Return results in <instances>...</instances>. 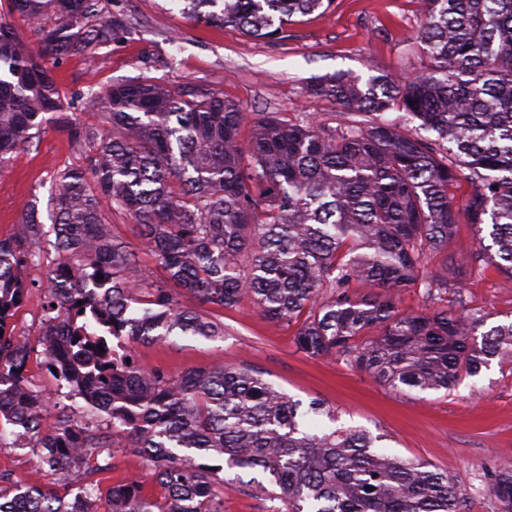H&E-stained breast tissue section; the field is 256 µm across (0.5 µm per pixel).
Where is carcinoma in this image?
<instances>
[{
  "instance_id": "1",
  "label": "carcinoma",
  "mask_w": 512,
  "mask_h": 512,
  "mask_svg": "<svg viewBox=\"0 0 512 512\" xmlns=\"http://www.w3.org/2000/svg\"><path fill=\"white\" fill-rule=\"evenodd\" d=\"M193 21L267 41L335 0H180ZM415 43L427 59L410 80L348 70L315 78L306 93L332 102L340 122L247 110L199 89L176 91L139 75L87 94L101 124L63 112L46 52L102 41L88 21L99 0H8L0 11V167L54 122L88 148L61 171L47 216L26 205L0 237V442L11 436L53 472L52 486L0 492V512H224V468L258 470L276 487L277 512H464L448 475L406 461L360 427L309 425L336 410L303 403L247 366L171 375L140 364L112 339L215 340L211 315L250 299L268 321L295 324L310 358L339 357L396 391H453L492 363L512 366V320L488 325L448 272L430 264L456 236L459 215L478 248L465 264L512 279V0H424ZM419 121L436 138L409 132ZM471 181L462 203L449 195ZM134 219L158 277L105 212ZM72 267L49 282L43 364L76 410L46 422L52 392L23 377L31 342L10 319L24 301L21 272L41 259L48 233ZM110 281L96 288L97 278ZM423 289L451 308L403 311ZM188 297L197 307L182 305ZM122 448L146 458L158 491L136 478L102 488L98 474ZM79 492L69 496L75 481ZM496 512H512V470L490 474Z\"/></svg>"
}]
</instances>
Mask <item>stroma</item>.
I'll list each match as a JSON object with an SVG mask.
<instances>
[{"label":"stroma","instance_id":"35a3bbf8","mask_svg":"<svg viewBox=\"0 0 512 512\" xmlns=\"http://www.w3.org/2000/svg\"><path fill=\"white\" fill-rule=\"evenodd\" d=\"M123 14L133 27L113 30L108 40L76 46L64 56L45 53L26 25L19 34L43 55L62 93L69 117L95 126L97 110L84 94L139 74L159 79L174 90L204 87L243 105L249 113L300 112L333 122V105L311 99L305 87L316 77L339 69L369 78L379 74L409 76L423 70L426 59L414 39L424 17L422 0H336L333 11L313 14L289 26L282 39L258 41L237 30L192 22L174 0H101L100 22ZM86 151L67 132L49 126L0 168V236L16 232L26 203H47L52 182L62 170L83 164ZM476 249L472 230L461 225L447 251L433 261L435 271L450 269L472 307L490 312L493 321L512 319V281L495 271L472 275L462 257ZM58 258L46 248L38 265L24 270L30 291L11 324L16 335L38 340L43 328V298ZM223 338L211 341L173 336L162 343H132L136 359L171 374L221 362L246 364L302 403L323 402L342 413L345 424L385 433L383 442L396 456L422 461L446 471L463 490L466 512H493L494 498L484 475L512 468V370L491 365L479 377L445 391L396 392L375 383L343 360H315L298 351L292 328L265 319L250 300L223 311ZM0 473L13 492L45 487L52 479L31 452L0 445ZM153 478L134 448L120 449L102 487Z\"/></svg>","mask_w":512,"mask_h":512}]
</instances>
